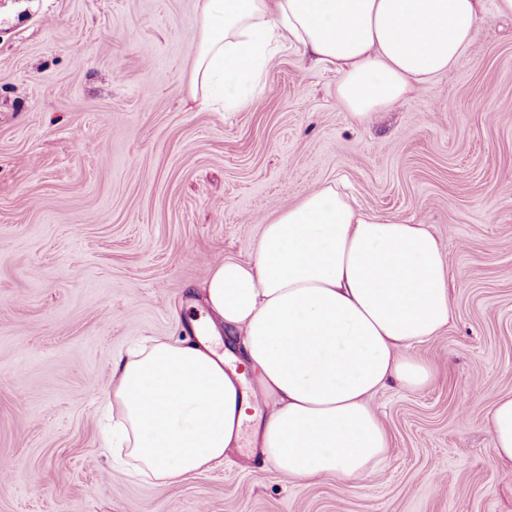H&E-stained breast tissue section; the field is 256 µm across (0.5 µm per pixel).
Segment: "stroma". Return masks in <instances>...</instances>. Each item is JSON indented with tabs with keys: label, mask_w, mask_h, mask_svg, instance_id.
Here are the masks:
<instances>
[{
	"label": "stroma",
	"mask_w": 512,
	"mask_h": 512,
	"mask_svg": "<svg viewBox=\"0 0 512 512\" xmlns=\"http://www.w3.org/2000/svg\"><path fill=\"white\" fill-rule=\"evenodd\" d=\"M198 0H0V512H512L486 422L512 394V21L486 19L448 74L368 126L297 44L260 105L188 89ZM327 182L445 245L453 317L412 353L436 378L375 409L391 446L348 483L286 482L256 421L172 485L112 461V362L181 340L224 259Z\"/></svg>",
	"instance_id": "1"
}]
</instances>
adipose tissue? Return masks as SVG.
Returning <instances> with one entry per match:
<instances>
[{"instance_id":"1","label":"adipose tissue","mask_w":512,"mask_h":512,"mask_svg":"<svg viewBox=\"0 0 512 512\" xmlns=\"http://www.w3.org/2000/svg\"><path fill=\"white\" fill-rule=\"evenodd\" d=\"M486 13L484 0H201L192 91L257 103L258 72L293 40L335 66L337 100L367 125L448 73ZM205 289L272 403L255 443L286 481L368 477L390 446L373 397L432 381L412 350L453 314L441 240L359 211L330 184L263 225L251 258L225 259ZM218 346L157 338L115 360L112 445L130 474L177 484L238 447L250 403ZM488 428L512 463V395Z\"/></svg>"}]
</instances>
